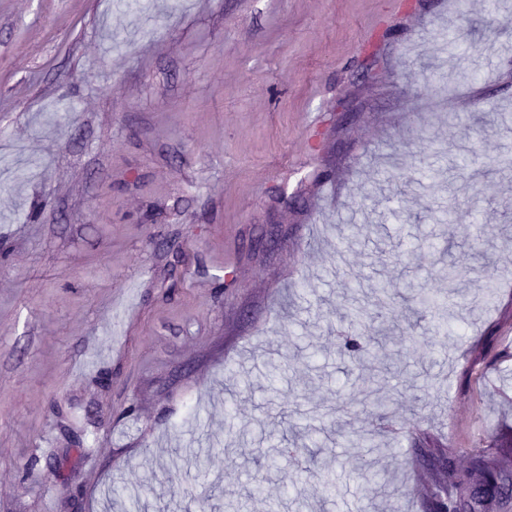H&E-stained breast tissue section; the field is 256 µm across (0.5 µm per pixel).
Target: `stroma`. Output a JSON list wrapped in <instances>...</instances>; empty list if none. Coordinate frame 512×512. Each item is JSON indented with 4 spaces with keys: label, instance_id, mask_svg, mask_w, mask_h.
I'll list each match as a JSON object with an SVG mask.
<instances>
[{
    "label": "stroma",
    "instance_id": "1",
    "mask_svg": "<svg viewBox=\"0 0 512 512\" xmlns=\"http://www.w3.org/2000/svg\"><path fill=\"white\" fill-rule=\"evenodd\" d=\"M467 2L0 0V512H429V449L512 461V0ZM368 217L384 240L349 236ZM447 251L454 334L383 311L405 371L366 364L389 412L357 411L346 310L444 288ZM276 351L279 391L225 393ZM317 406L385 454L250 462ZM377 298L379 310L390 309L399 300L403 302H416L419 298L416 289L407 286L404 289L396 288L391 282H383L375 285L372 289Z\"/></svg>",
    "mask_w": 512,
    "mask_h": 512
}]
</instances>
